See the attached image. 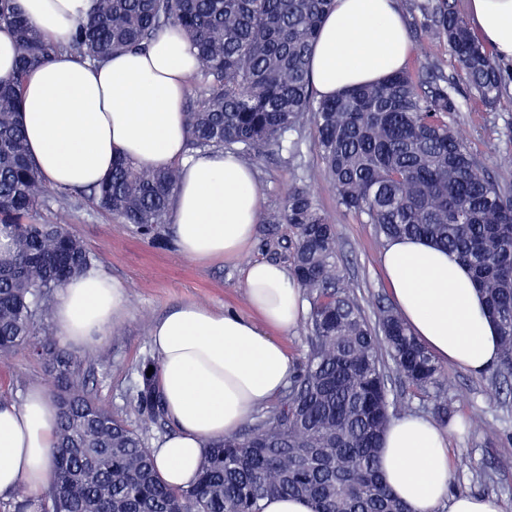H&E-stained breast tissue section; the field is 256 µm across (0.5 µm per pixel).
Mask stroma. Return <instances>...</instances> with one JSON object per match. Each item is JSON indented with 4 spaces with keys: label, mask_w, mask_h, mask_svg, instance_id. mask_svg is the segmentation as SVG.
<instances>
[{
    "label": "stroma",
    "mask_w": 512,
    "mask_h": 512,
    "mask_svg": "<svg viewBox=\"0 0 512 512\" xmlns=\"http://www.w3.org/2000/svg\"><path fill=\"white\" fill-rule=\"evenodd\" d=\"M431 59L450 80L459 109L450 122L467 147L502 183L512 184V81H507L495 107L484 106L458 78L457 64L448 45L429 37ZM320 160L312 129H305L300 154L293 160L274 158L256 166L261 211L282 206L290 184L306 185L323 213L337 226L345 274L366 315L375 316L379 303L390 296L381 267L382 247L373 225L339 209L336 191L320 175ZM34 221L59 225L84 244L92 271L118 281L125 292L127 314L104 336L87 347H74L75 355L94 369L91 385L97 402L138 424L135 407L142 363L154 355L150 344L153 322L176 308L196 302L220 310L247 312L243 262H198L182 255L174 234L154 243L135 228L120 223L75 191L51 189L48 201ZM55 379L27 351H17L8 364H0V392L20 403L28 388L53 391ZM439 391L455 422L448 439L452 460L468 457L470 465L454 469L450 494L471 493L500 499L512 512V394L501 392L492 371L473 374L444 366Z\"/></svg>",
    "instance_id": "stroma-1"
}]
</instances>
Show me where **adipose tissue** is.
<instances>
[{
  "label": "adipose tissue",
  "instance_id": "adipose-tissue-1",
  "mask_svg": "<svg viewBox=\"0 0 512 512\" xmlns=\"http://www.w3.org/2000/svg\"><path fill=\"white\" fill-rule=\"evenodd\" d=\"M25 16L48 40L68 42L94 0H21ZM469 24L496 57L512 61V0H469ZM411 53L397 0H335L311 49L310 75L330 98L403 69ZM183 33L170 30L143 53L101 63L62 52L29 71L21 124L46 182L67 190L99 184L116 157L148 169L179 168L171 219L180 252L197 261L237 260L252 245L260 207L254 171L229 152L187 157L185 76L196 67ZM383 269L395 309L436 361L479 374L498 360V329L469 269L420 238L388 240ZM248 312L182 304L151 326L157 386L174 430L155 448L168 485L191 483L207 442L236 433L286 387L294 362L277 333L294 328L301 289L287 264L265 259L243 269ZM126 313L116 281L85 273L71 279L53 307L57 335L88 346ZM57 408L43 389L0 407V495L26 487L37 497L50 481ZM380 467L411 512H505L495 497L450 495L448 430L406 413L385 434Z\"/></svg>",
  "mask_w": 512,
  "mask_h": 512
}]
</instances>
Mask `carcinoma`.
<instances>
[{
    "mask_svg": "<svg viewBox=\"0 0 512 512\" xmlns=\"http://www.w3.org/2000/svg\"><path fill=\"white\" fill-rule=\"evenodd\" d=\"M334 0H96L66 44L45 41L19 0H0V27L17 37L16 68L0 80V361L26 349L54 374L58 407L52 478L40 512H262L271 495L308 499L315 512H409L388 489L379 440L391 421L385 359L399 379L430 398L448 420L437 388L441 366L388 305L371 320L343 273L336 225L308 189L289 186L281 208L258 216L261 247L293 268L309 300L308 350L288 391L244 432L205 445L196 480L162 482L145 433L165 418L154 365L143 362L132 428L92 397L91 366L55 337L52 293L86 272L82 241L28 221L48 187L28 154L20 122L28 72L61 51L91 62L149 50L179 27L196 50L184 120L191 152L230 151L248 167L299 154L310 124L321 176L338 206L374 225L381 240L423 237L471 270L499 330L498 373L512 375V187L496 181L463 144L448 117L454 83L426 60L333 98L310 78V49ZM429 32L447 42L478 99L494 106L504 88L500 64L471 30L456 0H404ZM180 180L179 168L146 170L112 162L100 184L80 190L98 208L159 241ZM288 225V237L279 226ZM300 448L313 450L306 467Z\"/></svg>",
    "mask_w": 512,
    "mask_h": 512,
    "instance_id": "obj_1",
    "label": "carcinoma"
}]
</instances>
